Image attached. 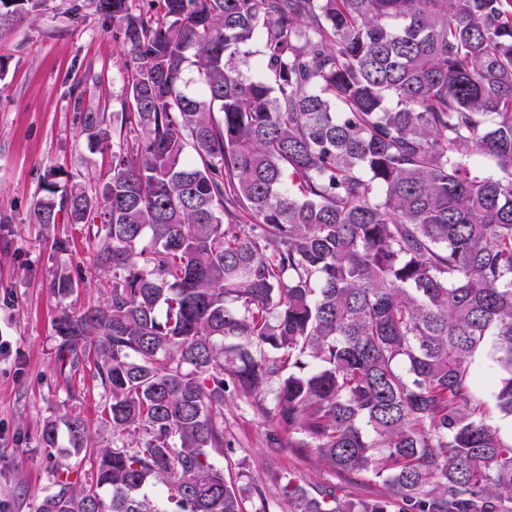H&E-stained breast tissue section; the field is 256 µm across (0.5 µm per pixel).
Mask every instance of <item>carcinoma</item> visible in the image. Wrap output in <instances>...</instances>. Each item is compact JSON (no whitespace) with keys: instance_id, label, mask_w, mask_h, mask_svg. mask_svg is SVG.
<instances>
[{"instance_id":"1","label":"carcinoma","mask_w":512,"mask_h":512,"mask_svg":"<svg viewBox=\"0 0 512 512\" xmlns=\"http://www.w3.org/2000/svg\"><path fill=\"white\" fill-rule=\"evenodd\" d=\"M24 2L0 0V29ZM133 2L95 0L129 111L82 116L119 151L29 215L97 240L104 299L61 312L59 358L92 338L130 443L94 449L68 418L91 481L58 476L38 512H160L153 482L171 512H277L212 459L229 392L288 447L386 475L358 502L290 477L288 512H512V439L473 366L493 344L512 418V0ZM476 393L481 399L485 400L489 408V423L494 426H498L504 435L509 438L512 437V419L502 418L495 409L492 398L491 383L488 381L481 382L479 387L476 388Z\"/></svg>"}]
</instances>
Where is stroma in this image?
I'll list each match as a JSON object with an SVG mask.
<instances>
[{
	"label": "stroma",
	"instance_id": "obj_1",
	"mask_svg": "<svg viewBox=\"0 0 512 512\" xmlns=\"http://www.w3.org/2000/svg\"><path fill=\"white\" fill-rule=\"evenodd\" d=\"M122 48L93 0H42L33 18L0 30V336L12 344L10 357H0V501L9 512H37L60 474L76 483L91 475L88 459L68 453L67 437L46 452L44 421L76 416L95 446L114 443L103 414L109 397L92 360L70 368L57 355L61 311H83L102 300L92 242L87 230L46 228L30 223L29 213L46 175L90 188L108 170L111 147L90 143L81 117L101 112L108 126H119L126 110ZM57 239L66 240V251L55 249ZM63 273L78 283L64 298L53 289ZM287 439L230 396L224 451L213 460L243 487L259 485L270 498L291 476L335 485L353 499L387 494L383 477L341 474L311 451L287 447Z\"/></svg>",
	"mask_w": 512,
	"mask_h": 512
}]
</instances>
